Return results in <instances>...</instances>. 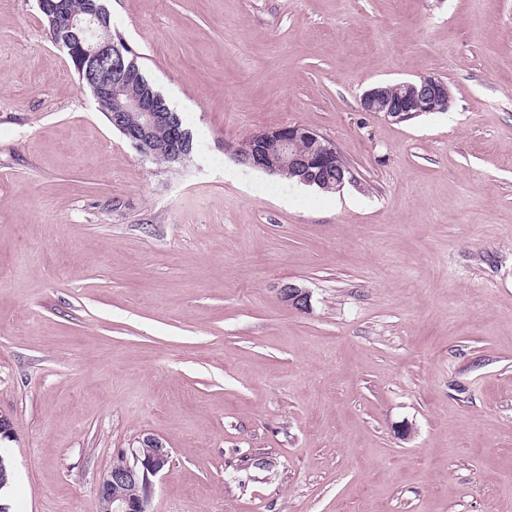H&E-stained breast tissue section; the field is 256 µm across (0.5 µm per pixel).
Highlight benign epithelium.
Here are the masks:
<instances>
[{
  "instance_id": "1",
  "label": "benign epithelium",
  "mask_w": 512,
  "mask_h": 512,
  "mask_svg": "<svg viewBox=\"0 0 512 512\" xmlns=\"http://www.w3.org/2000/svg\"><path fill=\"white\" fill-rule=\"evenodd\" d=\"M38 9L55 18L77 41L79 70L87 71L88 87L92 94L110 96L122 101L123 109L112 113L110 121L123 137L141 154L151 156L157 142L155 135L160 128L168 130L167 149L172 153L181 150L185 133L171 122L170 113L162 110L157 95L138 94L130 90L123 71L115 72L123 60V51L111 29L105 23L106 9L92 5L82 15H69L60 0H37ZM448 85L439 78L423 77L402 84V91L391 97L386 89L377 86L368 90L361 99L366 112H382L396 121H408L425 112H440L448 108ZM305 140L311 144L309 154L300 158L294 144ZM235 152L256 169L272 171L288 165L303 171L301 181L318 183L325 188H342L352 177L336 162V148L319 132L305 126L283 125L265 130L254 139L237 145ZM282 299L288 305L306 310L310 295L303 288L288 284L281 288ZM142 453L131 450V457L121 456V467L109 468L103 475L97 490L99 512H148L153 488V478L170 467L171 454L165 443L150 434L139 439ZM128 484L140 487L141 493L127 497L115 493V489Z\"/></svg>"
}]
</instances>
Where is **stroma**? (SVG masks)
Listing matches in <instances>:
<instances>
[{
    "mask_svg": "<svg viewBox=\"0 0 512 512\" xmlns=\"http://www.w3.org/2000/svg\"><path fill=\"white\" fill-rule=\"evenodd\" d=\"M105 4L193 151L143 158L36 0H0L10 512H97L144 434L172 454L149 512H512V0ZM427 76L447 110L360 106ZM286 124L354 181L226 150Z\"/></svg>",
    "mask_w": 512,
    "mask_h": 512,
    "instance_id": "35a3bbf8",
    "label": "stroma"
}]
</instances>
